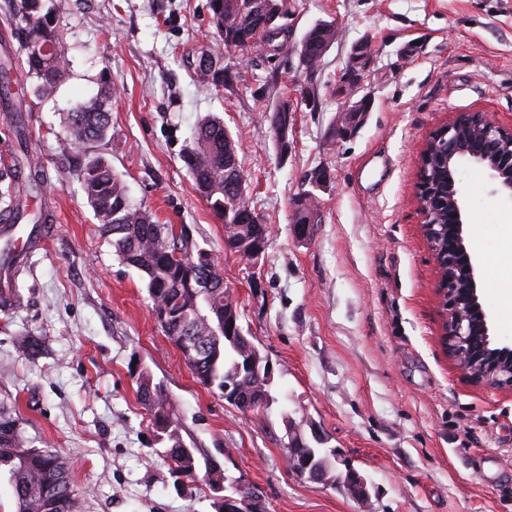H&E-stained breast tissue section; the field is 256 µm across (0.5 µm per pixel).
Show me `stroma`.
<instances>
[{
	"label": "stroma",
	"instance_id": "1",
	"mask_svg": "<svg viewBox=\"0 0 512 512\" xmlns=\"http://www.w3.org/2000/svg\"><path fill=\"white\" fill-rule=\"evenodd\" d=\"M52 3L65 80L41 100L20 70L26 109L0 105V173L38 171L50 227L17 277L18 304L0 310V409L27 447L69 462L74 512H217L202 477L173 472L138 399L143 369L176 403L185 444L244 481L258 512H512V390L471 385L441 345L437 265L415 198L422 150L458 113L512 128V0H288L287 46L247 60L220 43L209 0ZM323 21L340 37L310 74L295 49ZM363 42L372 51L354 60ZM204 58L223 82L202 75ZM103 85L113 91L107 137L67 143V112ZM357 98L368 111L333 136ZM283 105L284 152L267 120ZM209 115L237 141L248 197L269 226L259 260L225 250L224 226L182 160ZM87 152L218 264L273 366L268 409L241 411L195 382L87 203L76 167ZM318 170L329 176L320 220L300 238L293 200ZM457 181L490 338L510 346L512 199L469 161ZM24 336L44 351L20 354ZM289 422L318 427L366 478L368 502L287 467Z\"/></svg>",
	"mask_w": 512,
	"mask_h": 512
}]
</instances>
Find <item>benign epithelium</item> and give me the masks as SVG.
Returning <instances> with one entry per match:
<instances>
[{"instance_id": "7a95c632", "label": "benign epithelium", "mask_w": 512, "mask_h": 512, "mask_svg": "<svg viewBox=\"0 0 512 512\" xmlns=\"http://www.w3.org/2000/svg\"><path fill=\"white\" fill-rule=\"evenodd\" d=\"M483 122L485 136L481 148L469 150L463 145L461 130L471 121ZM512 138V129L496 125L485 114L466 112L437 129L432 137L448 140V150L437 157L448 170L447 208L445 223L448 228V276L439 281V295L444 311L442 343L449 358L477 386L498 389L512 388V346H498L489 335L487 314L478 293L477 270L468 251L462 205L456 173L458 164L466 159L482 165L491 172L497 191L512 198V151L501 149L499 137ZM427 185L419 178L417 186L418 211L422 231L432 238ZM209 489L220 504L221 512H241V493H226L221 480H213Z\"/></svg>"}]
</instances>
